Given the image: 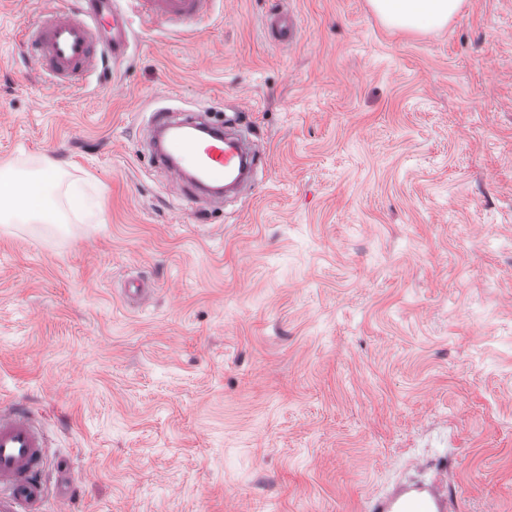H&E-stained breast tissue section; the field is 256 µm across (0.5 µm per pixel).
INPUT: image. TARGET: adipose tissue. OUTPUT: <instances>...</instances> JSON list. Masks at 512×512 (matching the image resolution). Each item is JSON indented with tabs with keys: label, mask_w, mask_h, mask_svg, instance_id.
Masks as SVG:
<instances>
[{
	"label": "adipose tissue",
	"mask_w": 512,
	"mask_h": 512,
	"mask_svg": "<svg viewBox=\"0 0 512 512\" xmlns=\"http://www.w3.org/2000/svg\"><path fill=\"white\" fill-rule=\"evenodd\" d=\"M377 16L402 29L447 26L462 10L464 0H370ZM58 178L42 173L20 175L0 169L1 224H65L66 211L55 199Z\"/></svg>",
	"instance_id": "1"
}]
</instances>
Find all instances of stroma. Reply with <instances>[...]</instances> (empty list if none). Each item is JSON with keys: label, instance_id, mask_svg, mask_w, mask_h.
<instances>
[{"label": "stroma", "instance_id": "35a3bbf8", "mask_svg": "<svg viewBox=\"0 0 512 512\" xmlns=\"http://www.w3.org/2000/svg\"><path fill=\"white\" fill-rule=\"evenodd\" d=\"M277 2L133 27L76 90L22 44L39 0H0V167L95 202L0 223V407L46 422L45 510L363 512L444 459L453 512H512V0L418 31L290 0V46ZM161 106L237 116L251 189L179 195ZM265 29L268 36L278 44H291L296 41L299 28L290 11L281 9L267 18Z\"/></svg>", "mask_w": 512, "mask_h": 512}]
</instances>
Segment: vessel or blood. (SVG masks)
<instances>
[{
    "instance_id": "vessel-or-blood-1",
    "label": "vessel or blood",
    "mask_w": 512,
    "mask_h": 512,
    "mask_svg": "<svg viewBox=\"0 0 512 512\" xmlns=\"http://www.w3.org/2000/svg\"><path fill=\"white\" fill-rule=\"evenodd\" d=\"M93 0L90 7L73 11L50 7L38 22L22 32L32 58L42 72L64 88L81 87L99 63L102 50L120 57L129 44L133 20L149 25L164 21L185 25L206 16L214 0ZM265 29L276 43L296 41L299 28L292 14L270 16ZM192 114L155 109L149 129L176 130L168 148L154 153L155 163L169 173L173 185L192 198L208 189L222 188L236 179L246 165L238 145L224 134L222 125L206 138L188 135ZM47 440L43 425L30 411L18 407L0 411V512H44L48 490L42 478ZM443 492L414 486L367 503V512H447Z\"/></svg>"
}]
</instances>
